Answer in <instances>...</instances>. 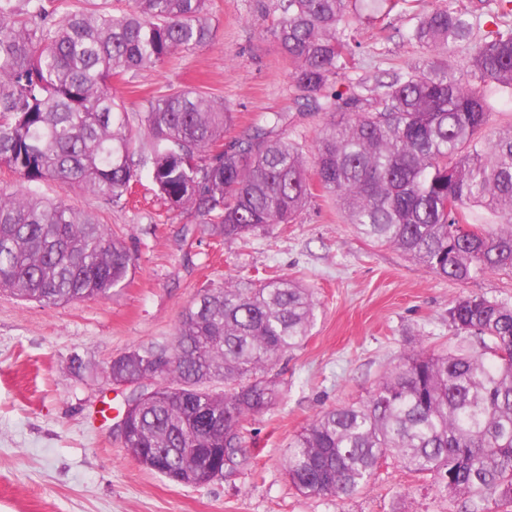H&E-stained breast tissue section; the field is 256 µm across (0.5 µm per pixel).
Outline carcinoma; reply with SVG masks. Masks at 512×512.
<instances>
[{
    "label": "carcinoma",
    "instance_id": "carcinoma-1",
    "mask_svg": "<svg viewBox=\"0 0 512 512\" xmlns=\"http://www.w3.org/2000/svg\"><path fill=\"white\" fill-rule=\"evenodd\" d=\"M208 0H131L70 10L65 0H0V167L28 184L0 192V290L68 304L108 295L134 260L93 214L43 198L36 184L118 201L137 177L134 141L148 138L151 178L176 211L225 239L293 224L313 188L363 237L426 271L465 283L512 268V126L484 135L489 84L512 91V24L474 43L470 69L448 57L474 14L446 0L410 17L422 61L370 86H336L355 68L366 0H270V34L301 106L327 116L311 153L266 115L224 143L233 113L196 88L152 96L138 123L112 80L163 65L213 38ZM313 291L287 277L206 289L175 336L112 359V381L159 380L128 416L126 452L180 485L203 486L243 464V422L280 393L274 361L302 346ZM454 348L401 357L355 404L313 419L284 467L301 493L346 499L380 464L433 478L456 512L512 505V304L460 295L448 308Z\"/></svg>",
    "mask_w": 512,
    "mask_h": 512
}]
</instances>
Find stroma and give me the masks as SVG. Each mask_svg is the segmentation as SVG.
<instances>
[{
	"instance_id": "35a3bbf8",
	"label": "stroma",
	"mask_w": 512,
	"mask_h": 512,
	"mask_svg": "<svg viewBox=\"0 0 512 512\" xmlns=\"http://www.w3.org/2000/svg\"><path fill=\"white\" fill-rule=\"evenodd\" d=\"M440 0H410L383 26H363V55L352 81L423 58L402 33L409 16ZM213 39L164 65L116 81L130 117L146 98L196 87L234 114L231 136L262 114L284 116V137L312 146L326 118L302 111L290 70L270 34L272 16L256 0H209ZM140 181L131 198L110 202L47 181L46 198L95 214L119 234L135 259L128 279L103 298L58 306L0 292V512H450L430 482L397 461L368 487L342 500L302 494L284 458L319 413L367 396L401 355L452 347L451 302L479 294L512 304V271L465 283L437 277L398 249L359 236L335 203L315 196L295 223L219 241L192 211L171 210L148 176V144L137 146ZM287 276L311 288L315 323L301 348L274 370L283 382L275 404L246 424L245 463L203 487L177 485L123 449L113 421L97 411L123 410L126 389L110 385L112 357L172 338L185 308L228 281ZM83 367L73 370L72 358Z\"/></svg>"
}]
</instances>
